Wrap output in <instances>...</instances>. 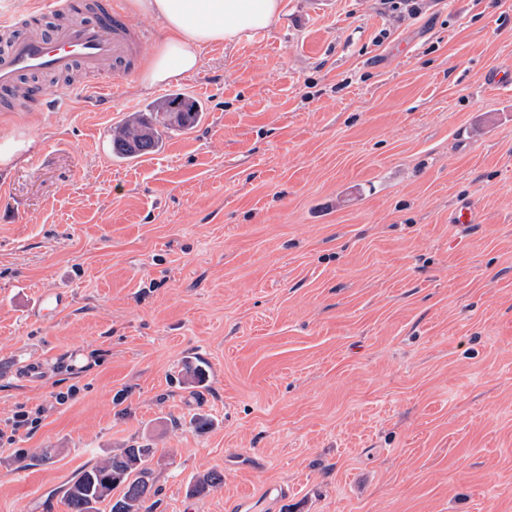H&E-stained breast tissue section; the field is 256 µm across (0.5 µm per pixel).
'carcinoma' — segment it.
<instances>
[{
    "mask_svg": "<svg viewBox=\"0 0 512 512\" xmlns=\"http://www.w3.org/2000/svg\"><path fill=\"white\" fill-rule=\"evenodd\" d=\"M161 108L168 110L169 122L164 125L168 131L191 129L204 115L199 102L178 94L166 98ZM162 138L163 132L154 129L147 118L138 117L112 135L114 155L122 160L141 157L156 151ZM152 454L150 448L131 445L84 468L66 490L69 512H100L99 504L105 501L109 512H151L148 502L156 494L149 468ZM223 483L224 474L212 469L196 479L190 494L203 496ZM116 489L119 494L114 496Z\"/></svg>",
    "mask_w": 512,
    "mask_h": 512,
    "instance_id": "carcinoma-1",
    "label": "carcinoma"
}]
</instances>
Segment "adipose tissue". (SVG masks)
I'll use <instances>...</instances> for the list:
<instances>
[{"instance_id":"ef3b65f1","label":"adipose tissue","mask_w":512,"mask_h":512,"mask_svg":"<svg viewBox=\"0 0 512 512\" xmlns=\"http://www.w3.org/2000/svg\"><path fill=\"white\" fill-rule=\"evenodd\" d=\"M130 5L161 18L168 32L143 63L138 84L145 89L196 72L208 48L245 31L269 29L283 13V0H130Z\"/></svg>"}]
</instances>
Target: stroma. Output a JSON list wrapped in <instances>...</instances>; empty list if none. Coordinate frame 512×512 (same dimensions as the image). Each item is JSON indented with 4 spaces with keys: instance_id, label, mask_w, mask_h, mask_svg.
Here are the masks:
<instances>
[{
    "instance_id": "35a3bbf8",
    "label": "stroma",
    "mask_w": 512,
    "mask_h": 512,
    "mask_svg": "<svg viewBox=\"0 0 512 512\" xmlns=\"http://www.w3.org/2000/svg\"><path fill=\"white\" fill-rule=\"evenodd\" d=\"M283 7L169 84L0 112V512L130 444L153 512H512V0ZM173 93L202 121L114 158Z\"/></svg>"
}]
</instances>
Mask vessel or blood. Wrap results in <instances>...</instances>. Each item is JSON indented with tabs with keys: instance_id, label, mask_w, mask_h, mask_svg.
<instances>
[{
	"instance_id": "obj_1",
	"label": "vessel or blood",
	"mask_w": 512,
	"mask_h": 512,
	"mask_svg": "<svg viewBox=\"0 0 512 512\" xmlns=\"http://www.w3.org/2000/svg\"><path fill=\"white\" fill-rule=\"evenodd\" d=\"M143 41L118 0H35L0 17V112L41 110L87 88L110 93L82 73L133 75Z\"/></svg>"
}]
</instances>
